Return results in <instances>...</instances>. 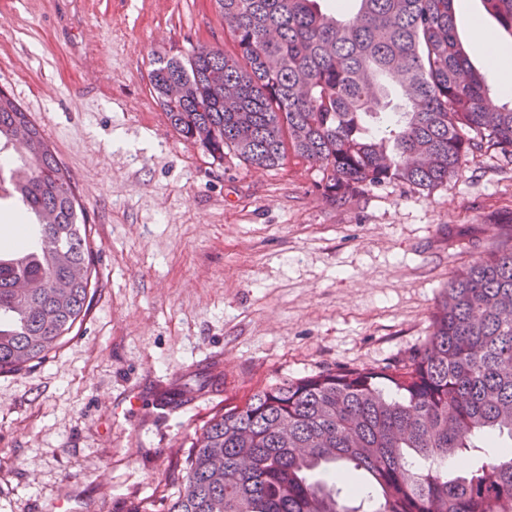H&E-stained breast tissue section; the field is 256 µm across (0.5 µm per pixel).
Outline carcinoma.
<instances>
[{"instance_id": "cac0c4a2", "label": "carcinoma", "mask_w": 512, "mask_h": 512, "mask_svg": "<svg viewBox=\"0 0 512 512\" xmlns=\"http://www.w3.org/2000/svg\"><path fill=\"white\" fill-rule=\"evenodd\" d=\"M231 52L198 45L154 58L150 94L183 140L222 160L319 167L345 205L370 187L432 190L470 155H512V103H488L457 34L453 0H214ZM512 37V0H483ZM400 87L388 111L379 91ZM0 200L38 219L36 244L0 256V373L44 359L96 291L90 229L70 177L30 113L0 92ZM433 331L398 366L338 367L226 404L191 442L167 512H512V249L448 283ZM491 440L464 472L448 462Z\"/></svg>"}]
</instances>
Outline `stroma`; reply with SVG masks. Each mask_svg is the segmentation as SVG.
I'll list each match as a JSON object with an SVG mask.
<instances>
[{
    "label": "stroma",
    "instance_id": "obj_1",
    "mask_svg": "<svg viewBox=\"0 0 512 512\" xmlns=\"http://www.w3.org/2000/svg\"><path fill=\"white\" fill-rule=\"evenodd\" d=\"M457 30L490 98L512 97ZM232 41L214 0H0V89L27 109L91 228L97 291L60 348L0 373V512H166L224 405L339 366L400 364L451 279L512 246V158L432 192L326 202L318 168L214 159L149 92L150 63Z\"/></svg>",
    "mask_w": 512,
    "mask_h": 512
}]
</instances>
